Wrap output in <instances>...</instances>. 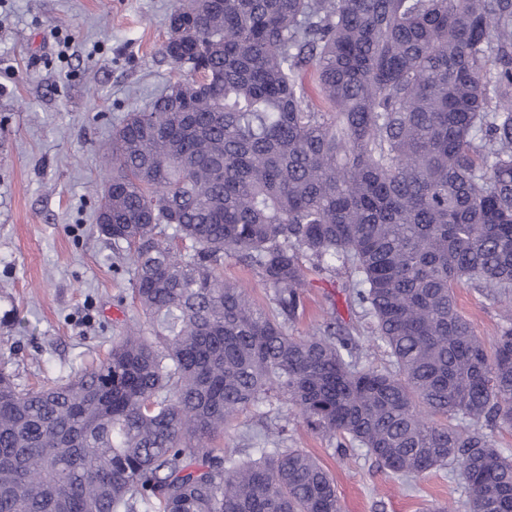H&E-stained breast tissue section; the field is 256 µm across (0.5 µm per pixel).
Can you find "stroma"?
Segmentation results:
<instances>
[{"label":"stroma","mask_w":512,"mask_h":512,"mask_svg":"<svg viewBox=\"0 0 512 512\" xmlns=\"http://www.w3.org/2000/svg\"><path fill=\"white\" fill-rule=\"evenodd\" d=\"M172 0H0V365L32 387L102 359L136 316L132 252L95 227L99 161L113 129L148 109L180 72L160 49ZM306 311L290 324L313 333L330 315L354 324L363 363L388 357L345 291L352 268L307 266ZM473 332L492 343L500 310L472 286L457 290ZM288 441L320 459L343 512H434L463 501L450 469L404 480L364 449L338 451L288 411Z\"/></svg>","instance_id":"stroma-1"}]
</instances>
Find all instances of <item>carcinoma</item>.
Masks as SVG:
<instances>
[{
    "mask_svg": "<svg viewBox=\"0 0 512 512\" xmlns=\"http://www.w3.org/2000/svg\"><path fill=\"white\" fill-rule=\"evenodd\" d=\"M162 55L185 76L102 164L151 333L38 389L0 369V512H341L280 416L256 457L211 447L276 403L398 477L451 469L466 512H512V452L484 431L512 428V0H176ZM305 259L354 270L387 366L334 317L288 334ZM461 284L505 304L490 347ZM224 279L230 281H240L247 284L250 288V294L258 305L268 304V297L265 288L258 281L250 269L243 263L235 260L224 261Z\"/></svg>",
    "mask_w": 512,
    "mask_h": 512,
    "instance_id": "cac0c4a2",
    "label": "carcinoma"
}]
</instances>
